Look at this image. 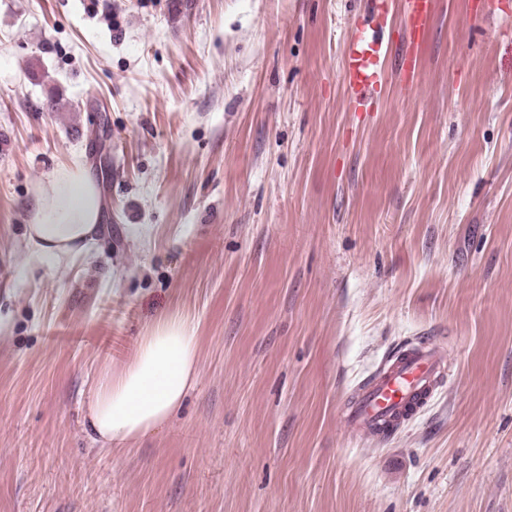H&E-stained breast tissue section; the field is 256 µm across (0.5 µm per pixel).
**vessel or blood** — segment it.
Listing matches in <instances>:
<instances>
[{"label": "vessel or blood", "instance_id": "1", "mask_svg": "<svg viewBox=\"0 0 512 512\" xmlns=\"http://www.w3.org/2000/svg\"><path fill=\"white\" fill-rule=\"evenodd\" d=\"M403 14L409 48L403 53L402 64L412 72L417 65L414 49L434 21L431 0H404ZM388 52V43L370 35L366 27H358L348 37L343 59L348 101L360 100L362 94L382 84ZM441 365L440 351L433 345L412 346L394 354L349 400L343 414L345 425L364 436H384L430 400Z\"/></svg>", "mask_w": 512, "mask_h": 512}]
</instances>
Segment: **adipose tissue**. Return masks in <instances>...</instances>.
Here are the masks:
<instances>
[{
  "instance_id": "obj_1",
  "label": "adipose tissue",
  "mask_w": 512,
  "mask_h": 512,
  "mask_svg": "<svg viewBox=\"0 0 512 512\" xmlns=\"http://www.w3.org/2000/svg\"><path fill=\"white\" fill-rule=\"evenodd\" d=\"M100 219L91 177L82 167L60 172L36 203L28 242L32 256L51 264L85 251ZM198 341L191 316L174 312L140 337L130 360L96 386L88 428L95 440L118 444L153 432L179 408L197 377Z\"/></svg>"
}]
</instances>
